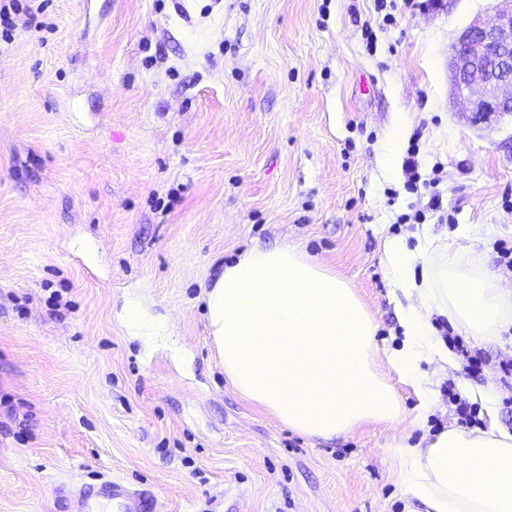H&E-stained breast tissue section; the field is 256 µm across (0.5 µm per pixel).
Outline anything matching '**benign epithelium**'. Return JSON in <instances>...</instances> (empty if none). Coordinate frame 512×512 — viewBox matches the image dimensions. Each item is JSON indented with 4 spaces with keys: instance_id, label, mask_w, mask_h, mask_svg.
I'll return each instance as SVG.
<instances>
[{
    "instance_id": "benign-epithelium-1",
    "label": "benign epithelium",
    "mask_w": 512,
    "mask_h": 512,
    "mask_svg": "<svg viewBox=\"0 0 512 512\" xmlns=\"http://www.w3.org/2000/svg\"><path fill=\"white\" fill-rule=\"evenodd\" d=\"M456 99L471 122L512 111V0H495L450 46Z\"/></svg>"
}]
</instances>
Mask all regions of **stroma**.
Returning a JSON list of instances; mask_svg holds the SVG:
<instances>
[{
    "label": "stroma",
    "mask_w": 512,
    "mask_h": 512,
    "mask_svg": "<svg viewBox=\"0 0 512 512\" xmlns=\"http://www.w3.org/2000/svg\"><path fill=\"white\" fill-rule=\"evenodd\" d=\"M494 0H43L0 37V512H72L63 482L120 477L152 512H403L398 447L457 425L504 342L395 426L303 436L242 399L205 297L255 247L297 244L350 282L380 347L403 341L384 243L477 232L512 246V114L471 123L450 46ZM397 163L387 168L389 140ZM423 181L412 188L406 166ZM439 207H431V195ZM166 328L125 326L129 302Z\"/></svg>",
    "instance_id": "obj_1"
}]
</instances>
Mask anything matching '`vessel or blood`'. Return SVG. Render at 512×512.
Segmentation results:
<instances>
[{"mask_svg": "<svg viewBox=\"0 0 512 512\" xmlns=\"http://www.w3.org/2000/svg\"><path fill=\"white\" fill-rule=\"evenodd\" d=\"M58 497L73 502L77 512H147L151 503L146 495L117 478L87 487L77 483H61Z\"/></svg>", "mask_w": 512, "mask_h": 512, "instance_id": "1", "label": "vessel or blood"}]
</instances>
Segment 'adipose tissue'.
<instances>
[{
	"mask_svg": "<svg viewBox=\"0 0 512 512\" xmlns=\"http://www.w3.org/2000/svg\"><path fill=\"white\" fill-rule=\"evenodd\" d=\"M384 260L404 334L401 348L387 352L350 283L299 247L255 248L226 266L207 292L208 336L238 393L307 437L393 425L404 410L381 365L413 389L425 412L437 399V375L455 363L433 317L480 342L512 327V290L472 246L427 235L411 250L393 239ZM426 363L432 372L423 371ZM393 454L404 496L426 512H512L505 430L450 427L426 447Z\"/></svg>",
	"mask_w": 512,
	"mask_h": 512,
	"instance_id": "obj_1",
	"label": "adipose tissue"
}]
</instances>
